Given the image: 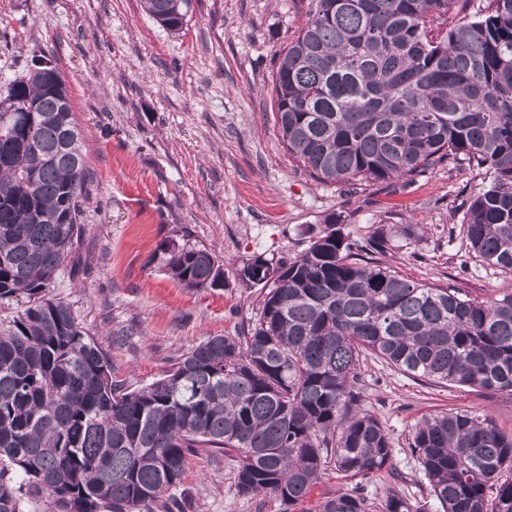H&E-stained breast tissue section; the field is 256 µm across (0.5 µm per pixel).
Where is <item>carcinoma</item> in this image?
<instances>
[{
  "label": "carcinoma",
  "mask_w": 512,
  "mask_h": 512,
  "mask_svg": "<svg viewBox=\"0 0 512 512\" xmlns=\"http://www.w3.org/2000/svg\"><path fill=\"white\" fill-rule=\"evenodd\" d=\"M161 27L184 29L191 0H142ZM471 0H315L274 74L282 141L315 180L412 181L466 159L490 184L466 201L469 251L512 272V0L434 23ZM86 165L62 75L37 66L0 90V512H174L187 457L238 458L242 495L293 508L328 464L369 478L393 456L389 433L354 384L368 356L415 379L512 394V293L478 301L420 284L360 253L333 212L305 230L294 260L262 254L236 278L261 286L254 325L213 336L160 378L130 389L49 296L83 233ZM168 275L215 289L224 265L171 239ZM410 448L441 512H512V435L466 411L416 425ZM319 512H369L357 491ZM382 512H426L388 490Z\"/></svg>",
  "instance_id": "carcinoma-1"
}]
</instances>
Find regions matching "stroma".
<instances>
[{
  "mask_svg": "<svg viewBox=\"0 0 512 512\" xmlns=\"http://www.w3.org/2000/svg\"><path fill=\"white\" fill-rule=\"evenodd\" d=\"M311 0H192L171 33L141 0H0V87L46 53L62 74L83 134L85 234L73 272L53 296L108 350L116 379L135 389L211 336H240L256 318L260 287L238 281L255 254L292 258L303 230L326 215L363 240L398 231L378 260L410 279L460 289L477 300L512 292V273L483 265L457 228L464 204L487 183L460 162L415 183L324 184L292 158L274 117L277 60L305 24ZM186 239L224 265L226 286L195 290L165 271L160 245ZM360 406L389 433L390 466L365 480L336 471L294 512L361 489L379 512L386 489L421 503L429 490L410 451L414 426L440 411L491 417L512 433V395L412 378L369 357ZM237 462L190 457L174 496L181 512H283L271 496L238 493Z\"/></svg>",
  "mask_w": 512,
  "mask_h": 512,
  "instance_id": "stroma-1",
  "label": "stroma"
}]
</instances>
